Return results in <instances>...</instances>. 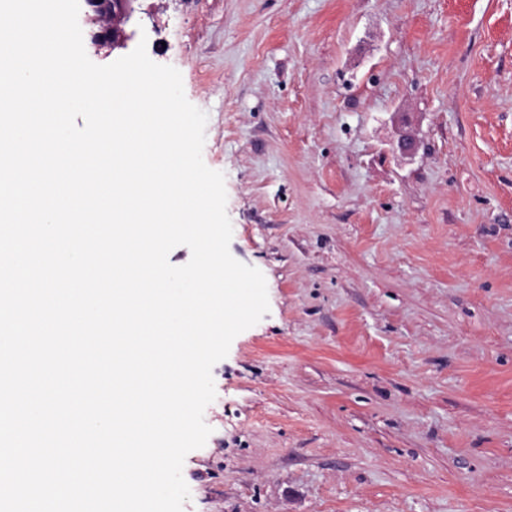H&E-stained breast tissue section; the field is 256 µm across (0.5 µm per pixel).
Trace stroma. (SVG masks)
I'll return each mask as SVG.
<instances>
[{"label": "stroma", "mask_w": 512, "mask_h": 512, "mask_svg": "<svg viewBox=\"0 0 512 512\" xmlns=\"http://www.w3.org/2000/svg\"><path fill=\"white\" fill-rule=\"evenodd\" d=\"M269 312L183 512H512V0H137ZM419 147L402 155L397 141Z\"/></svg>", "instance_id": "35a3bbf8"}]
</instances>
